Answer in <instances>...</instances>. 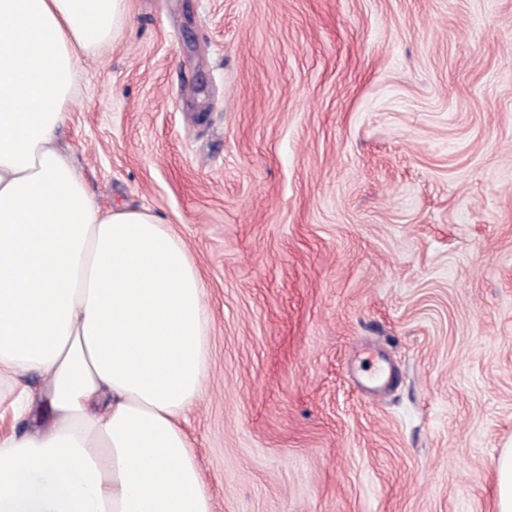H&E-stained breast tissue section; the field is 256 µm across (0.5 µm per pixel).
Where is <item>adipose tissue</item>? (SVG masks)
I'll use <instances>...</instances> for the list:
<instances>
[{
	"mask_svg": "<svg viewBox=\"0 0 512 512\" xmlns=\"http://www.w3.org/2000/svg\"><path fill=\"white\" fill-rule=\"evenodd\" d=\"M125 0H0V512H213L183 428L210 326L186 245L103 209L56 144Z\"/></svg>",
	"mask_w": 512,
	"mask_h": 512,
	"instance_id": "ef3b65f1",
	"label": "adipose tissue"
}]
</instances>
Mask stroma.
I'll return each instance as SVG.
<instances>
[{
  "mask_svg": "<svg viewBox=\"0 0 512 512\" xmlns=\"http://www.w3.org/2000/svg\"><path fill=\"white\" fill-rule=\"evenodd\" d=\"M60 140L199 272L213 512H495L512 0H126Z\"/></svg>",
  "mask_w": 512,
  "mask_h": 512,
  "instance_id": "stroma-1",
  "label": "stroma"
}]
</instances>
